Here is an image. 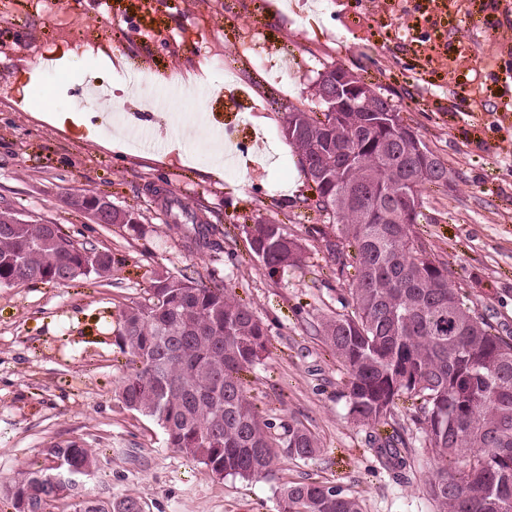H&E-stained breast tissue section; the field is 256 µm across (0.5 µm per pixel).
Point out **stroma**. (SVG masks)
<instances>
[{"label": "stroma", "instance_id": "1", "mask_svg": "<svg viewBox=\"0 0 512 512\" xmlns=\"http://www.w3.org/2000/svg\"><path fill=\"white\" fill-rule=\"evenodd\" d=\"M340 66L445 163L448 187L423 189L417 231L475 308L512 332V0H0V208L112 256L106 278L0 286V512H15L2 486L70 442L100 460L91 495L132 494L144 512H278L275 483L218 478L119 396L131 370L120 315L162 270L224 283L267 327L265 357L241 374L247 394L262 419H299L322 447L308 462L279 456L280 479L341 486L363 512H432L431 452L416 448L403 470L380 465L373 441L393 425L349 418L347 371L306 330L339 310L342 288L324 241L335 227L300 205L313 191L283 121L289 107L314 109V83ZM91 81L154 101L125 105L130 148L88 139L113 120L82 94ZM44 101L87 113V126L42 121ZM186 115L203 132L178 153L169 143ZM224 130L253 144L234 173L211 138ZM152 184L214 225V247H188ZM76 194L108 197L138 228L95 223L69 205ZM259 221L301 240L300 266L267 274L245 233Z\"/></svg>", "mask_w": 512, "mask_h": 512}]
</instances>
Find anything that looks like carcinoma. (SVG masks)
<instances>
[{"label":"carcinoma","mask_w":512,"mask_h":512,"mask_svg":"<svg viewBox=\"0 0 512 512\" xmlns=\"http://www.w3.org/2000/svg\"><path fill=\"white\" fill-rule=\"evenodd\" d=\"M334 70L322 73L314 96L321 113L292 107L283 134L298 157L315 198L307 207L336 224L325 247L336 279L349 285L341 310L311 329L348 373V413L371 428L394 416L397 400L417 402L411 420L436 461L426 482L433 512H512V336L500 335L491 315L474 311L452 280L448 262L433 256L414 226L425 218L419 188L448 187L444 163L430 168L402 137L400 112L377 93L342 112ZM174 224H190L194 242L207 239L198 214L163 198ZM103 224H137L112 207ZM250 247L268 274L295 267L305 247L281 224L246 228ZM76 247L56 224L13 223L0 212V285L31 281L65 284L91 274L104 278L112 256ZM124 351L136 364L124 379L125 405L155 419L171 448L225 477L278 480L279 455L307 462L320 453L300 421L276 425L258 417L240 373L267 351V328L228 288L208 286L186 272L156 274L150 297L119 321ZM280 427L282 432L272 433ZM394 470L410 465V442L399 430L377 448ZM57 458L97 466L77 444L45 449ZM280 512H362L358 498L337 485L284 482ZM13 507L68 512L47 487L22 476L7 488ZM138 498L112 497V512H135Z\"/></svg>","instance_id":"obj_1"}]
</instances>
